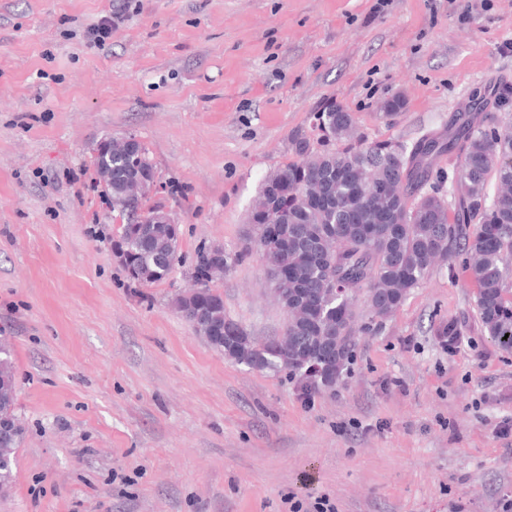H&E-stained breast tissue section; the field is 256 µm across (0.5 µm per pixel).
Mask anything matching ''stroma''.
<instances>
[{"mask_svg":"<svg viewBox=\"0 0 512 512\" xmlns=\"http://www.w3.org/2000/svg\"><path fill=\"white\" fill-rule=\"evenodd\" d=\"M499 75L512 0H0V336L24 428L0 512H512V352L484 333L460 258L308 403L174 305L200 244L232 253L252 234L261 179L328 102L368 140L409 144ZM125 136L178 229L181 262L148 287L113 255L90 159ZM211 288L254 339L282 333L259 255ZM449 319L451 349L433 333Z\"/></svg>","mask_w":512,"mask_h":512,"instance_id":"1","label":"stroma"}]
</instances>
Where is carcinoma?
Returning a JSON list of instances; mask_svg holds the SVG:
<instances>
[{
	"instance_id": "1",
	"label": "carcinoma",
	"mask_w": 512,
	"mask_h": 512,
	"mask_svg": "<svg viewBox=\"0 0 512 512\" xmlns=\"http://www.w3.org/2000/svg\"><path fill=\"white\" fill-rule=\"evenodd\" d=\"M404 101L384 106L397 122ZM512 112V82L500 78L473 94L448 117L446 130L426 132L412 144L368 141L352 113L331 102L314 115L313 138H290L296 159L261 182L250 212L256 235L212 268L213 246L195 253L197 287L175 306L209 344L251 368L286 372L305 400L335 387L352 360L356 333L396 311L438 262L454 251L476 287L475 305L487 335L512 351V294L506 286L512 257V131L497 113ZM448 160V168L440 161ZM153 166L138 148L112 152V209L127 217L114 246L127 256L129 280L165 281L181 260L162 214L152 201ZM255 253L268 267L273 291L287 314L281 335L258 342L224 315V300L210 282ZM370 313L358 324L355 302ZM454 347L456 320L436 330ZM24 429L15 408L13 363L0 343V494L13 481Z\"/></svg>"
}]
</instances>
